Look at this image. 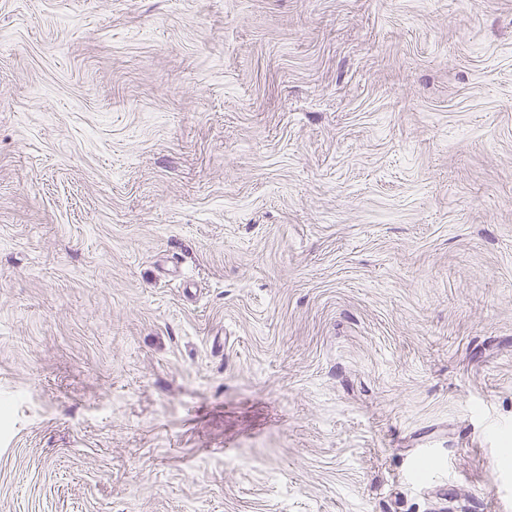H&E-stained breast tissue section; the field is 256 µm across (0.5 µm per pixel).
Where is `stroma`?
<instances>
[{
  "instance_id": "stroma-1",
  "label": "stroma",
  "mask_w": 512,
  "mask_h": 512,
  "mask_svg": "<svg viewBox=\"0 0 512 512\" xmlns=\"http://www.w3.org/2000/svg\"><path fill=\"white\" fill-rule=\"evenodd\" d=\"M0 512H512V0H0Z\"/></svg>"
}]
</instances>
